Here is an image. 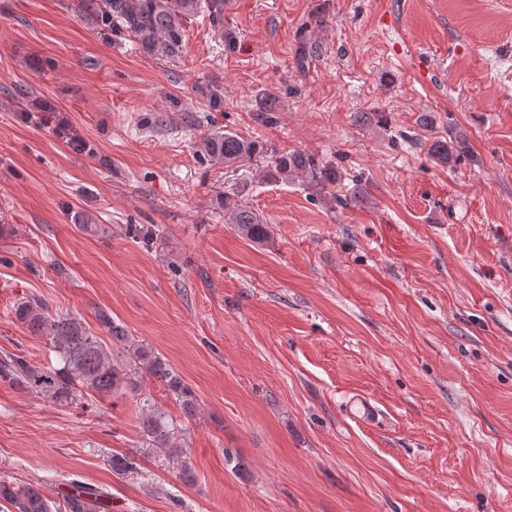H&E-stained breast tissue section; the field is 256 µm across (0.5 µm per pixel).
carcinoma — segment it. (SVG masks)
Returning a JSON list of instances; mask_svg holds the SVG:
<instances>
[{"label":"carcinoma","mask_w":512,"mask_h":512,"mask_svg":"<svg viewBox=\"0 0 512 512\" xmlns=\"http://www.w3.org/2000/svg\"><path fill=\"white\" fill-rule=\"evenodd\" d=\"M104 37H125L135 41L149 54L175 57L182 53L188 20L204 13L210 24L224 30L225 0H81ZM205 94L210 107H224L223 88L214 81L206 84ZM278 96L265 90L256 97V118L264 125L276 123ZM256 150V143L231 132L215 133L202 146L203 155L214 162L226 164L247 160ZM466 152V138L460 134L448 140H437L429 148L432 160L443 166L456 165ZM304 174L309 187L317 194L336 184V167L302 152H288L277 157L264 177L271 181L288 180ZM224 213L229 223L244 238L261 242L267 239L268 225L263 219L238 203L224 199ZM17 319L35 333L45 336L55 352L57 365L41 367L26 357L6 352L0 357V380L20 390L42 395L59 406H71L91 392L101 395L141 392L145 378L158 381L177 403L185 418L197 412L194 392L184 383L179 372L158 353L141 344L135 345L126 329L112 320L105 310L97 313L99 325L110 335L105 344L93 336L84 321L72 313L51 315L40 305L21 303L15 309ZM140 428L145 443L177 453V431L164 411L145 396L139 401ZM112 471L127 476L141 472L139 457L115 454L110 459ZM62 503L49 500L41 489L31 483L0 479V503L11 512H112V497L87 483L74 479Z\"/></svg>","instance_id":"obj_1"}]
</instances>
